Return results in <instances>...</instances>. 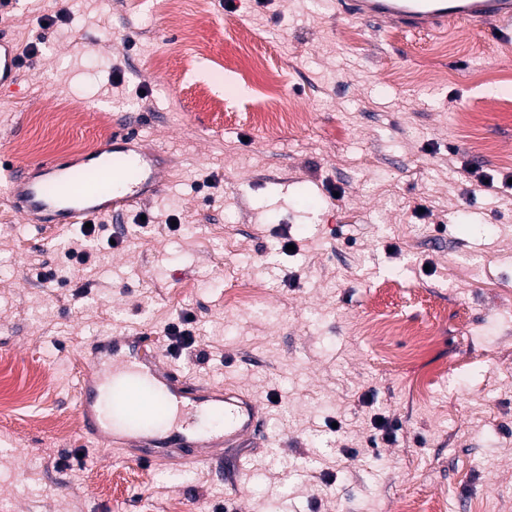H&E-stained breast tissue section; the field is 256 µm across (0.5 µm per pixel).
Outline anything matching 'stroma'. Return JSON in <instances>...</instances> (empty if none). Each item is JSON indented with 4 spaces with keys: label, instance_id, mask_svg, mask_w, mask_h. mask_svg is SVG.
Here are the masks:
<instances>
[{
    "label": "stroma",
    "instance_id": "35a3bbf8",
    "mask_svg": "<svg viewBox=\"0 0 512 512\" xmlns=\"http://www.w3.org/2000/svg\"><path fill=\"white\" fill-rule=\"evenodd\" d=\"M7 26L36 52L0 88L5 160L103 144L104 126L137 127L169 160L160 195L106 216L121 243L64 285L36 271L78 225L0 206V358L30 385L0 413L13 512H512V195L471 194L467 174L512 175V38L370 26L334 0H180L175 13L168 0H15ZM273 70L301 124L258 122L255 86ZM184 313L208 358L164 361L254 391L269 414L239 474L143 464L48 428L77 418L94 337L158 336ZM48 365L59 386L42 390L31 372ZM376 414L398 421L391 440L376 439Z\"/></svg>",
    "mask_w": 512,
    "mask_h": 512
}]
</instances>
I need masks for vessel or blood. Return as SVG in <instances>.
Masks as SVG:
<instances>
[{
  "mask_svg": "<svg viewBox=\"0 0 512 512\" xmlns=\"http://www.w3.org/2000/svg\"><path fill=\"white\" fill-rule=\"evenodd\" d=\"M336 7L360 21L407 30L467 22L504 38L512 34V0H338ZM22 59L16 42L0 36V85L16 81ZM138 141L137 131L127 129L89 159H47L24 170L0 162V204L32 224H82L148 202L164 188L165 164ZM152 344L139 331L94 340L77 383L83 446L137 448L147 461L205 469L219 449L260 435L265 413L252 391L186 377L157 352L141 356ZM159 403L166 409L161 423Z\"/></svg>",
  "mask_w": 512,
  "mask_h": 512,
  "instance_id": "1",
  "label": "vessel or blood"
}]
</instances>
